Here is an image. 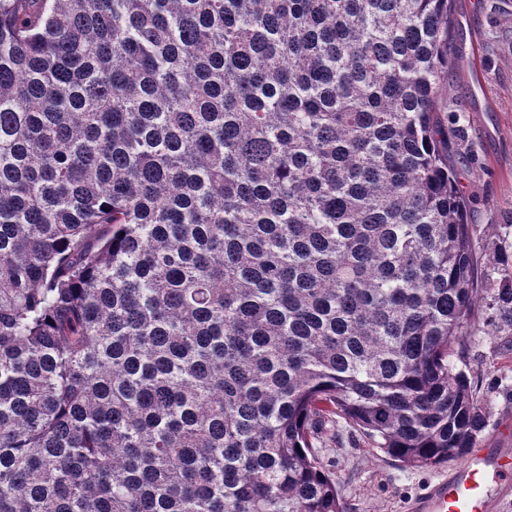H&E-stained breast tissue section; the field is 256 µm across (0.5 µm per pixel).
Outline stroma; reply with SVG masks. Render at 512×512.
I'll return each instance as SVG.
<instances>
[{
    "instance_id": "obj_1",
    "label": "stroma",
    "mask_w": 512,
    "mask_h": 512,
    "mask_svg": "<svg viewBox=\"0 0 512 512\" xmlns=\"http://www.w3.org/2000/svg\"><path fill=\"white\" fill-rule=\"evenodd\" d=\"M455 37L445 101L462 130L450 144L468 221L483 244H512V0H455ZM481 308L479 331L466 337L465 371L478 386L487 444L512 430V335L494 334ZM319 457L336 474L347 512H404L405 502L434 479V468L408 467L341 428Z\"/></svg>"
}]
</instances>
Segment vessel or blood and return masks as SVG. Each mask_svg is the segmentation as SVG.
Segmentation results:
<instances>
[{
	"instance_id": "b4317fda",
	"label": "vessel or blood",
	"mask_w": 512,
	"mask_h": 512,
	"mask_svg": "<svg viewBox=\"0 0 512 512\" xmlns=\"http://www.w3.org/2000/svg\"><path fill=\"white\" fill-rule=\"evenodd\" d=\"M512 498V448L491 443L428 483L406 512H500Z\"/></svg>"
}]
</instances>
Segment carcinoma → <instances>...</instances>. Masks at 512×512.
I'll return each mask as SVG.
<instances>
[{
	"instance_id": "obj_1",
	"label": "carcinoma",
	"mask_w": 512,
	"mask_h": 512,
	"mask_svg": "<svg viewBox=\"0 0 512 512\" xmlns=\"http://www.w3.org/2000/svg\"><path fill=\"white\" fill-rule=\"evenodd\" d=\"M452 31V0H0V512H345L342 422L466 458Z\"/></svg>"
}]
</instances>
